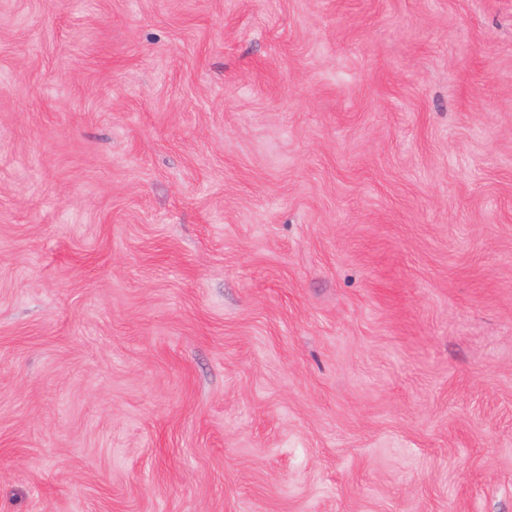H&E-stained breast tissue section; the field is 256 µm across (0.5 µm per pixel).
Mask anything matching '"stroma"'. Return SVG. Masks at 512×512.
Wrapping results in <instances>:
<instances>
[{"mask_svg":"<svg viewBox=\"0 0 512 512\" xmlns=\"http://www.w3.org/2000/svg\"><path fill=\"white\" fill-rule=\"evenodd\" d=\"M0 512H512V0H0Z\"/></svg>","mask_w":512,"mask_h":512,"instance_id":"1","label":"stroma"}]
</instances>
